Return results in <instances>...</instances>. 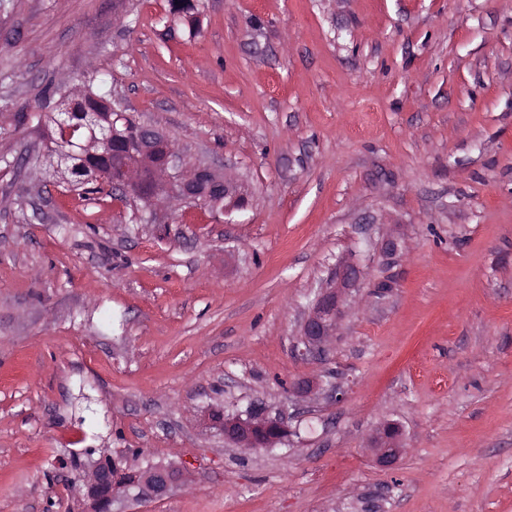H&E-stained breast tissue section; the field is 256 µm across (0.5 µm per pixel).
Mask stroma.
Returning a JSON list of instances; mask_svg holds the SVG:
<instances>
[{
  "mask_svg": "<svg viewBox=\"0 0 512 512\" xmlns=\"http://www.w3.org/2000/svg\"><path fill=\"white\" fill-rule=\"evenodd\" d=\"M0 0V512H87L58 459L142 449L188 484L126 512H512V0ZM107 75L231 215L64 190L53 88ZM364 276L296 355L340 258ZM314 379L296 396L294 383ZM262 404L291 435L225 444ZM403 432L394 471L368 446ZM178 2L180 4L179 12L181 15H178L175 23L188 25L190 32L192 31L198 32L199 29V12L197 8V4L194 3L195 0H169L170 10L169 12H173L174 3Z\"/></svg>",
  "mask_w": 512,
  "mask_h": 512,
  "instance_id": "obj_1",
  "label": "stroma"
}]
</instances>
